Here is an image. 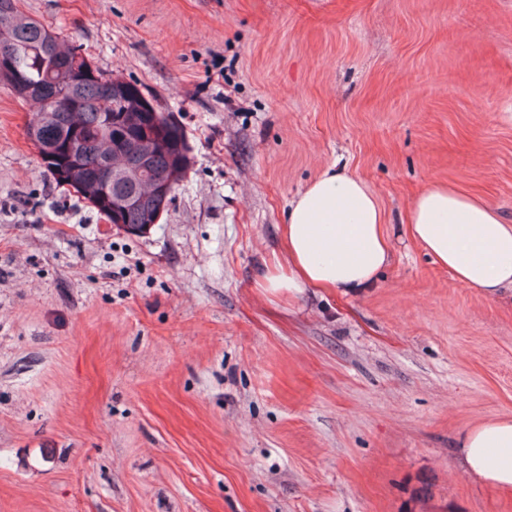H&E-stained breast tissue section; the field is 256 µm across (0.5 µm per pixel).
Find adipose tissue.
<instances>
[{
    "instance_id": "adipose-tissue-1",
    "label": "adipose tissue",
    "mask_w": 512,
    "mask_h": 512,
    "mask_svg": "<svg viewBox=\"0 0 512 512\" xmlns=\"http://www.w3.org/2000/svg\"><path fill=\"white\" fill-rule=\"evenodd\" d=\"M410 231L465 287L512 288V224L494 208L450 186L427 188L409 210ZM287 259L266 266L257 287L295 294L306 287L358 288L389 261L392 243L368 184L328 169L294 198L285 228ZM466 474L512 496V419L471 427L459 439Z\"/></svg>"
}]
</instances>
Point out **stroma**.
<instances>
[{
  "label": "stroma",
  "mask_w": 512,
  "mask_h": 512,
  "mask_svg": "<svg viewBox=\"0 0 512 512\" xmlns=\"http://www.w3.org/2000/svg\"><path fill=\"white\" fill-rule=\"evenodd\" d=\"M181 124L139 235L56 184L0 87V512H512L463 431L512 417V288L407 230L435 182L512 222V0H21ZM347 169L392 256L256 288L290 202Z\"/></svg>",
  "instance_id": "stroma-1"
}]
</instances>
